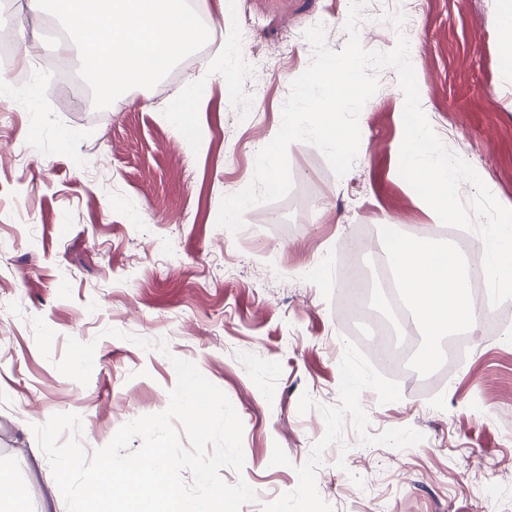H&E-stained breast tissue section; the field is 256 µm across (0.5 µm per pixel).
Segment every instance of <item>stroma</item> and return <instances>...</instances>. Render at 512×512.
I'll return each mask as SVG.
<instances>
[{
  "label": "stroma",
  "instance_id": "stroma-1",
  "mask_svg": "<svg viewBox=\"0 0 512 512\" xmlns=\"http://www.w3.org/2000/svg\"><path fill=\"white\" fill-rule=\"evenodd\" d=\"M195 0L210 39L155 87L104 110L74 104L77 49L28 0L0 10L15 44L0 85V468L33 512H66L46 486L33 426L80 417L86 452L125 423L164 411L194 362L243 423L241 512H512V301L487 318L471 358L408 385L348 335L337 315L336 257L359 249L387 265L388 225L483 258L444 226L399 173L405 97L395 68L375 70L359 114L356 161L336 176L314 146L288 148L293 187L217 225L221 200L252 181L277 134L294 79L309 66L304 32L331 24L341 50L350 0ZM502 0H419L409 45L420 106L495 198L512 203V67L499 64ZM385 28H359L368 50L404 30L393 0H365ZM190 95L180 117L167 104ZM192 125L185 141L179 122ZM122 338L107 336V329ZM164 342L143 350L134 337ZM96 341L88 385L57 367L68 338Z\"/></svg>",
  "mask_w": 512,
  "mask_h": 512
}]
</instances>
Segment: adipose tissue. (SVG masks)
<instances>
[{
  "label": "adipose tissue",
  "instance_id": "adipose-tissue-1",
  "mask_svg": "<svg viewBox=\"0 0 512 512\" xmlns=\"http://www.w3.org/2000/svg\"><path fill=\"white\" fill-rule=\"evenodd\" d=\"M389 264L400 289L410 292L408 304L425 327L434 333H448L475 327L477 317L470 307L466 281L459 257L433 248L419 237L392 242Z\"/></svg>",
  "mask_w": 512,
  "mask_h": 512
}]
</instances>
